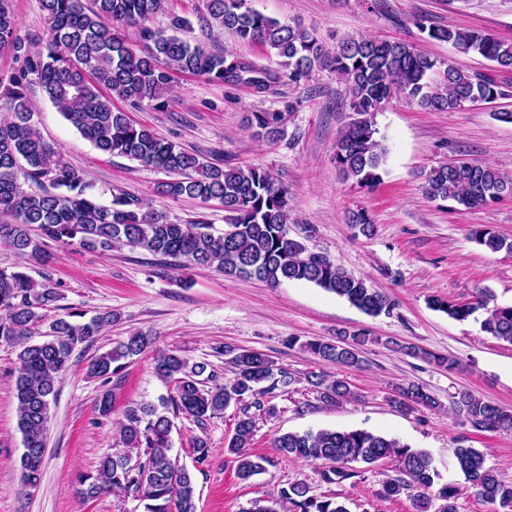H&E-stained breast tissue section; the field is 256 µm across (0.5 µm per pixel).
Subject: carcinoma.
<instances>
[{
  "mask_svg": "<svg viewBox=\"0 0 512 512\" xmlns=\"http://www.w3.org/2000/svg\"><path fill=\"white\" fill-rule=\"evenodd\" d=\"M47 22L44 47L34 50L18 34L12 0H0V51L10 52L19 63L0 94V246L20 256L45 259L46 242L110 251L129 246L144 249L182 268L215 267L229 276L255 277L272 287L303 282L319 287L369 316L390 314L397 303L367 279L347 271L325 253L314 252L291 235L288 188L260 166H230L210 161L181 145L159 138L150 129L132 123L113 109L103 94L109 90L133 106L145 102L163 111L169 107L167 91L173 75H200L213 82L243 85L255 94L268 91L283 77L298 83L315 70H327L349 86L353 118L340 132L334 162L341 177L368 189L382 181L386 148L378 138L375 115L393 95L405 96L420 107L444 111L466 103L492 102L504 95L489 77L469 75L438 61L416 47L372 37L348 38L335 50L326 49L300 24H287L245 7V0H205L198 17L204 28L218 27L237 41L258 44L281 58L286 72L258 68L232 51L210 53L180 33L192 22L174 15L167 29L150 25L163 0H39ZM428 39L448 43L461 52H474L501 68L512 69V42L468 28L425 26ZM135 30L139 50L130 48L120 29ZM63 117L100 152L124 156L164 172L167 179L155 184V196H183L224 205L225 227L200 219L173 222L150 204L123 194L108 205L87 192L78 170L61 150L48 143L33 122L31 76ZM279 112L253 114L249 125L262 138L281 133ZM425 194L432 200L452 201L467 209L512 198V178L489 164L450 163L430 170ZM361 234L370 236L374 226L364 211L349 217ZM471 239L491 251L505 242L491 232L475 228ZM56 288L35 281L23 270L0 269V344L17 352L15 396L18 427L23 438L20 480L24 489L36 490L43 478L47 424L58 384L71 365L80 344L93 343L112 325L106 312L87 322L57 317L43 340H33L41 310L55 307ZM428 305L449 318L464 322L481 315L482 332L512 344V305L496 302L481 288L467 302L432 296ZM368 341L362 330L340 331L331 341L309 340L304 347L324 364L357 368L361 347ZM156 337L138 331L111 350L92 359L93 377L121 379L127 361L152 348ZM231 376L218 381L206 362H190L177 350L155 358V373L174 383V394L159 404L132 403L120 414L119 436L123 447L105 454L97 468L78 477L82 494L95 499L120 491L143 503V512H197L194 472L171 458L172 423L164 409L191 418L199 425L224 413L234 404L239 413L234 433L224 452L237 463V475L246 481L265 471L266 456L251 454L257 413L272 414L271 394L285 392L296 378L265 354L224 346ZM318 401L336 405L352 396L343 378L313 375ZM393 402L435 407L425 388L408 383L397 386ZM452 410L459 421L477 432L512 430V411L485 401L467 390L452 396ZM273 448L285 456L320 461L321 481L332 484L350 476L348 465L373 466L387 459L395 462L397 475L383 484L385 496L405 494L418 512H458V486H435L438 473L429 453L395 438L366 429L288 432L274 440ZM211 448L206 439L193 446L195 466L205 465ZM456 461L469 488L483 500L512 508V483L501 480L477 448L456 450ZM295 512H348L336 495H315L305 481H295L278 491Z\"/></svg>",
  "mask_w": 512,
  "mask_h": 512,
  "instance_id": "carcinoma-1",
  "label": "carcinoma"
}]
</instances>
